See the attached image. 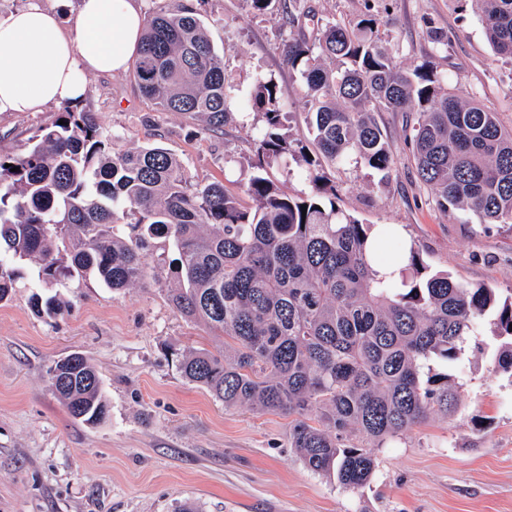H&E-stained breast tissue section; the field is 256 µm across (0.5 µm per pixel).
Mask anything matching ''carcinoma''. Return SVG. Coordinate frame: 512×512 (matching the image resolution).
I'll return each instance as SVG.
<instances>
[{"label": "carcinoma", "instance_id": "obj_1", "mask_svg": "<svg viewBox=\"0 0 512 512\" xmlns=\"http://www.w3.org/2000/svg\"><path fill=\"white\" fill-rule=\"evenodd\" d=\"M248 2L293 31L282 55L300 75L316 153L285 133L288 111L271 75L257 76L244 102L266 123L254 135L250 208L219 182L191 186L163 147L115 148L92 113L66 107L36 128L24 153L0 155V301L17 278L10 257L37 261L51 288L90 272L122 291L145 276L151 241L170 242L171 306L224 337V351L183 359L184 377L227 408L288 416V447L302 464L355 490L376 470L367 449L455 411L458 377L444 368L488 317L499 340L495 366L512 375V295L432 273L412 247L388 254L404 257L416 277H378L374 265L386 257L370 248V227L336 207L325 169L353 160L389 172L375 113L416 106L410 143L437 205L512 224V129L430 65L399 69L370 14L347 26L311 14L303 0ZM479 3L488 42L512 62V0ZM198 15L181 0H159L132 70L159 110L218 131L234 85ZM426 36L435 52L447 49L448 34L429 22ZM328 59L343 65L330 69ZM290 159L306 165L304 195L266 175L271 162ZM34 306L49 317L62 311L55 294L34 297ZM50 379L71 417L88 425L106 418L102 380L82 356L57 361Z\"/></svg>", "mask_w": 512, "mask_h": 512}]
</instances>
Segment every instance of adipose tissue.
Wrapping results in <instances>:
<instances>
[{"mask_svg":"<svg viewBox=\"0 0 512 512\" xmlns=\"http://www.w3.org/2000/svg\"><path fill=\"white\" fill-rule=\"evenodd\" d=\"M143 21L140 0H80L66 28L48 0H26L0 19V113L77 104L88 75L132 65Z\"/></svg>","mask_w":512,"mask_h":512,"instance_id":"ef3b65f1","label":"adipose tissue"}]
</instances>
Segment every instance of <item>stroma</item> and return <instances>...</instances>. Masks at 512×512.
Listing matches in <instances>:
<instances>
[{
  "instance_id": "obj_1",
  "label": "stroma",
  "mask_w": 512,
  "mask_h": 512,
  "mask_svg": "<svg viewBox=\"0 0 512 512\" xmlns=\"http://www.w3.org/2000/svg\"><path fill=\"white\" fill-rule=\"evenodd\" d=\"M341 23L364 13L398 67L428 63L449 87L474 97L512 127V63L495 54L470 0H310ZM235 83L232 121L217 132L162 112L145 99L131 71L88 76L83 110L95 114L118 148L159 145L174 154L191 184L223 182L243 206L259 114L244 108L257 73L274 76L290 113V138L311 144L300 78L288 68L277 21L254 16L246 0H208L200 10ZM448 34L436 53L426 23ZM57 107L0 115V154L25 151L32 131ZM392 166L381 173L348 164L331 171L345 213L376 227L394 224L430 271L512 293V224H484L472 213L441 210L419 180L409 143L410 112H380ZM169 246L148 250L147 276L112 291L93 274L60 295L64 312H34L47 294L39 267L19 275L0 301V512H512V375L494 365L496 342L466 347L460 403L388 448L374 449V480L358 490L312 473L288 446V418L248 406L224 407L189 382L178 361L187 351H217L219 337L179 315L167 298ZM82 355L103 380L107 418L88 425L69 416L53 393L49 369Z\"/></svg>"
}]
</instances>
